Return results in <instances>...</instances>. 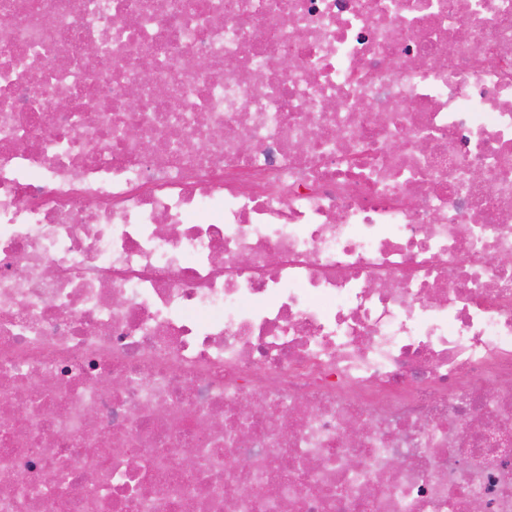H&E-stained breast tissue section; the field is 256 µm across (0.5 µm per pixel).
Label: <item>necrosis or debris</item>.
Here are the masks:
<instances>
[{"instance_id": "necrosis-or-debris-1", "label": "necrosis or debris", "mask_w": 512, "mask_h": 512, "mask_svg": "<svg viewBox=\"0 0 512 512\" xmlns=\"http://www.w3.org/2000/svg\"><path fill=\"white\" fill-rule=\"evenodd\" d=\"M0 404V512H512V0H0Z\"/></svg>"}]
</instances>
